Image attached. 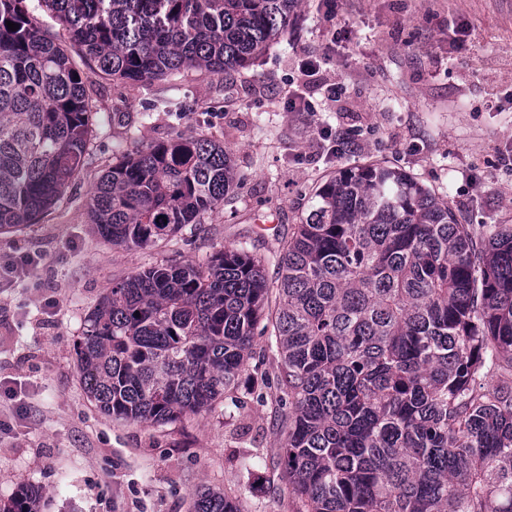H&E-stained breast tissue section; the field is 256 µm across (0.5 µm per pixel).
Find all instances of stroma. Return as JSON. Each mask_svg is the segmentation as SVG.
Segmentation results:
<instances>
[{
    "label": "stroma",
    "mask_w": 512,
    "mask_h": 512,
    "mask_svg": "<svg viewBox=\"0 0 512 512\" xmlns=\"http://www.w3.org/2000/svg\"><path fill=\"white\" fill-rule=\"evenodd\" d=\"M75 64L102 127L85 167L38 221L0 234V503L24 487L40 512H190L195 490L242 512H291L280 358L211 411L164 426L116 421L86 392L76 344L113 282L160 263H201L246 244L267 258L343 168L381 163L447 198L465 224L512 226V0H301L279 43L219 78L199 70L142 83ZM302 93L304 111L288 109ZM170 98L180 115L153 111ZM179 136L225 144L238 184L223 205L151 248L104 240L89 218L116 157Z\"/></svg>",
    "instance_id": "35a3bbf8"
}]
</instances>
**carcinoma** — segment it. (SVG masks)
Segmentation results:
<instances>
[{
  "label": "carcinoma",
  "mask_w": 512,
  "mask_h": 512,
  "mask_svg": "<svg viewBox=\"0 0 512 512\" xmlns=\"http://www.w3.org/2000/svg\"><path fill=\"white\" fill-rule=\"evenodd\" d=\"M23 2L0 0V234L36 223L84 165L96 119L72 54L117 80L222 77L279 41L301 0H45L67 43ZM235 181L223 145L177 137L113 164L91 223L114 246L151 247ZM277 254L273 307L264 260L242 246L112 283L77 344L90 398L152 425L207 412L269 313L293 512H512V227L463 224L375 163L318 187ZM37 500L24 487L3 512ZM192 509L241 512L206 487Z\"/></svg>",
  "instance_id": "1"
}]
</instances>
